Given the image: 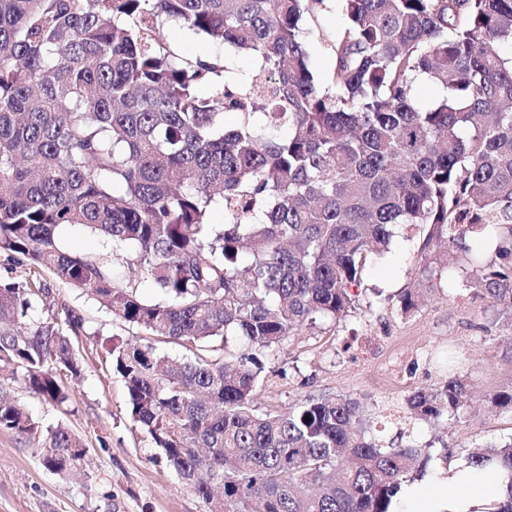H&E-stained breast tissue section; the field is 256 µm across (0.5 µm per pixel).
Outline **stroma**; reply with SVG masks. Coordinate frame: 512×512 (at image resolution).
<instances>
[{"label":"stroma","mask_w":512,"mask_h":512,"mask_svg":"<svg viewBox=\"0 0 512 512\" xmlns=\"http://www.w3.org/2000/svg\"><path fill=\"white\" fill-rule=\"evenodd\" d=\"M345 23L339 0H326L317 20H305L310 69L328 83L333 67L329 36ZM418 239L397 236L389 252L372 260L348 316L325 321L285 341L265 360L260 410L287 411L311 395H344L372 420L400 409L406 396L451 377H463L471 400L461 419L420 425L419 442L432 443L440 467L463 463L466 448L512 438V413L487 407L491 394L512 389V328L480 296L430 284L417 255ZM418 293L410 313L400 311L403 291ZM48 307L81 313L84 329L72 343L83 371L63 378L69 400H45L23 371L0 361V390L23 405L40 425L23 436L0 429V512H211L168 465L150 435L133 422L127 389L106 357L111 344L144 339V331L113 319L98 302L66 285L51 284ZM63 427L86 448L78 472L46 468L49 430Z\"/></svg>","instance_id":"35a3bbf8"}]
</instances>
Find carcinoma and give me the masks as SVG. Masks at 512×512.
Here are the masks:
<instances>
[{"instance_id": "cac0c4a2", "label": "carcinoma", "mask_w": 512, "mask_h": 512, "mask_svg": "<svg viewBox=\"0 0 512 512\" xmlns=\"http://www.w3.org/2000/svg\"><path fill=\"white\" fill-rule=\"evenodd\" d=\"M341 2L322 86L303 19L324 0H0V254L33 269L0 277V361L57 403L53 368L81 376L83 317L29 319L44 272L142 328L149 342L107 349L131 417L214 512H395L427 473L434 449L414 433L460 418V377L410 394L391 437L341 395L288 413L254 403L262 354L344 317L398 231L419 234L430 280L452 278L432 252L498 242L502 262L470 258V289L512 315V54L499 52L512 0ZM169 20L258 66L232 80L224 57L178 53ZM422 79L443 90L429 104ZM68 224L112 252L63 248ZM118 260L168 300H142ZM2 428L39 424L0 392ZM82 447L57 428L44 465L69 470ZM466 464L499 490L486 512H512V441L471 447Z\"/></svg>"}]
</instances>
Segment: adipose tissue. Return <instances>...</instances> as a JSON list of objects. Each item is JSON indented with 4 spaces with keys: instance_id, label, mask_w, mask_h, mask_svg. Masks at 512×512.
<instances>
[{
    "instance_id": "ef3b65f1",
    "label": "adipose tissue",
    "mask_w": 512,
    "mask_h": 512,
    "mask_svg": "<svg viewBox=\"0 0 512 512\" xmlns=\"http://www.w3.org/2000/svg\"><path fill=\"white\" fill-rule=\"evenodd\" d=\"M412 512H484L487 490L477 474L456 467L435 482L405 488Z\"/></svg>"
}]
</instances>
